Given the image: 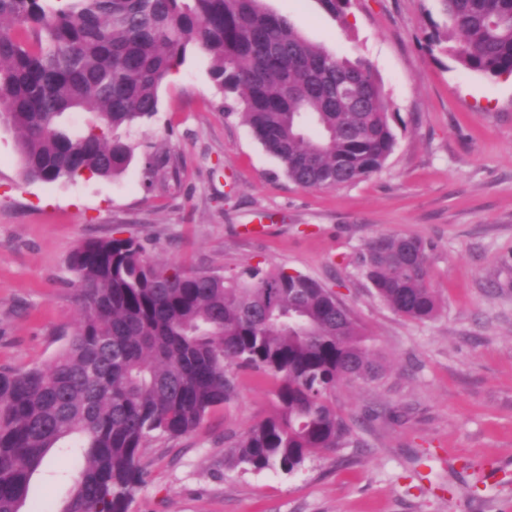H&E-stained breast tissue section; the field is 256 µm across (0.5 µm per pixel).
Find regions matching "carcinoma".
Segmentation results:
<instances>
[{
  "label": "carcinoma",
  "mask_w": 512,
  "mask_h": 512,
  "mask_svg": "<svg viewBox=\"0 0 512 512\" xmlns=\"http://www.w3.org/2000/svg\"><path fill=\"white\" fill-rule=\"evenodd\" d=\"M336 19L351 0H319ZM429 50L490 78L512 75V0H437ZM217 90L289 180L306 189L370 177L393 153L399 116L362 61L338 57L261 0H0V125L18 133L24 177H113L129 131L159 110V88L190 47ZM87 112L75 133L70 116ZM428 246L370 241L361 272L393 311L433 318ZM80 288L74 332L52 361L0 369V512H25L51 451L77 455L57 512H128L155 436L191 433L234 392L228 367L280 381L278 410L233 447L245 470L293 473L356 442L330 402L336 387L383 374L351 311L318 281L283 268L229 275L159 268L133 237L93 238L71 255Z\"/></svg>",
  "instance_id": "carcinoma-1"
}]
</instances>
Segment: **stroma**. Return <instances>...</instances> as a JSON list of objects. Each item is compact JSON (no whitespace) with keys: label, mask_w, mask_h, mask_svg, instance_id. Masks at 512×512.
<instances>
[{"label":"stroma","mask_w":512,"mask_h":512,"mask_svg":"<svg viewBox=\"0 0 512 512\" xmlns=\"http://www.w3.org/2000/svg\"><path fill=\"white\" fill-rule=\"evenodd\" d=\"M309 41L368 62L398 112L397 144L355 184L291 182L238 115L224 111L210 60L189 50L160 106L133 128L114 178L45 184L20 173L0 126V368L48 364L79 317L69 259L83 241L133 237L158 264L229 274L261 264L325 285L387 365L331 399L355 444L285 474L232 466L233 443L275 413L277 380L230 367L234 394L191 433L151 439L129 512H512V78L433 62L424 36L436 0H352L345 21L318 0H263ZM152 155L170 159L148 173ZM382 234L429 246L437 315L394 312L362 277ZM74 460L56 449L31 481L30 512H57Z\"/></svg>","instance_id":"35a3bbf8"}]
</instances>
